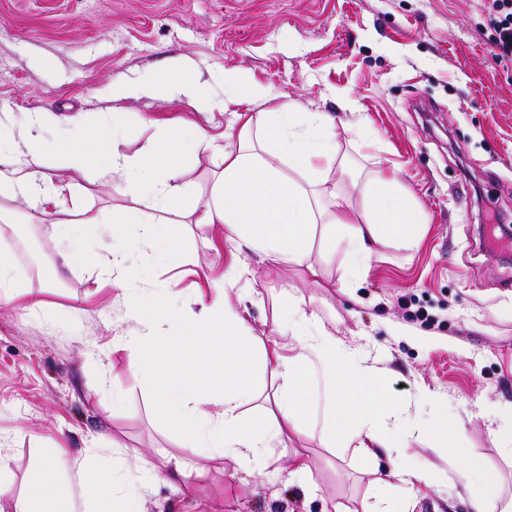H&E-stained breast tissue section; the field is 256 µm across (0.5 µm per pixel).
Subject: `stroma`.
<instances>
[{"mask_svg":"<svg viewBox=\"0 0 512 512\" xmlns=\"http://www.w3.org/2000/svg\"><path fill=\"white\" fill-rule=\"evenodd\" d=\"M484 0H0V118L49 109L103 130V115L124 113L128 151L147 141L143 122L186 123L209 135L234 133L233 115L252 109L224 87L235 70L269 87L272 111L296 102L336 118V138L355 168L394 174L404 194L428 214L410 250L378 244L367 271L355 269L345 245L317 232L307 257L318 277L294 266L270 268L257 254L187 224L167 266L153 268L148 246L129 258L152 268L155 283L180 275L178 303L195 306V287L225 286L227 301L247 313L252 336H277L274 290L297 283L307 310L374 368L383 397L376 408L387 439L405 448L404 463L431 462L429 483L415 484V512H470L479 486L454 481L447 447L501 476L512 496V454L498 436L512 428V239L490 233L496 218L512 222V60L494 57L482 27ZM172 68L206 85L209 111L162 91L114 100L113 76L138 80ZM373 131L357 139L359 122ZM181 179L208 194L220 152L181 158ZM481 198H474V189ZM14 221L0 223L20 286L46 285V306L0 297V458L9 471L0 512L41 473V451L66 448L82 473L90 512H108L97 483L102 466L139 460L162 465L180 451L178 433L155 413L154 384L134 375L113 343L143 334L127 316L121 281L98 287L84 255L58 256L52 218L31 220L23 200L8 202ZM427 318H419V311ZM120 403H113V393ZM448 424L447 439L425 430ZM310 460L316 489L280 477L293 449ZM191 498L160 484L144 491L142 512H362L389 495L353 451L335 455L317 439L276 445L272 458L247 473L233 458L209 462Z\"/></svg>","mask_w":512,"mask_h":512,"instance_id":"stroma-1","label":"stroma"}]
</instances>
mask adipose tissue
I'll list each match as a JSON object with an SVG mask.
<instances>
[{
  "instance_id": "obj_1",
  "label": "adipose tissue",
  "mask_w": 512,
  "mask_h": 512,
  "mask_svg": "<svg viewBox=\"0 0 512 512\" xmlns=\"http://www.w3.org/2000/svg\"><path fill=\"white\" fill-rule=\"evenodd\" d=\"M55 121L50 110L29 112L20 137H0V198H21L39 210H51L68 255L83 250V233L95 225L137 224L139 242L152 248L156 263H164L173 241L158 224L143 222L135 207L142 200L181 216L187 224L222 226L227 239L275 265H302L320 224L344 230L349 251L362 260L380 242L383 230H391L396 246L406 248L416 228L427 221L420 204L403 197L395 179L380 174L367 179L362 208L352 212L348 194L336 188L338 177L347 175L350 166L337 161L341 145L336 123L325 112H297L288 103L277 112L236 113L237 138L225 145L223 167L214 172L206 198L181 183L178 170L185 152L213 149L206 133L170 127L132 153L121 122L109 121L110 132L103 139L78 126L69 137L50 144L40 130ZM58 166L86 178L118 176L131 205L108 214L89 208L73 211L67 202L70 184L55 183L48 174ZM150 276V271H141L125 286L129 316L143 323L153 310L168 324L187 323L189 330L175 340L158 343L146 334L114 347L127 354L135 372L152 373L155 402L184 440L183 452L166 454L162 468L144 466L145 480L185 495L192 489V479L201 475L195 460L230 456L248 470L270 458L274 442L304 431L300 395L305 372L316 361L329 366L339 385L324 417L320 442L331 449L341 442L364 457L374 456L381 439L370 409L381 393L373 385H353L350 354L302 308L292 288L282 289L276 319L278 332L294 340L286 350L275 343H257L243 311L225 304L218 282L211 285L214 301L200 304L197 311L170 306V284L159 288L160 302L147 308L136 296V285ZM260 367L270 369L278 382L268 401L253 382ZM256 401L261 404L257 414L243 419V407ZM448 454L457 462L455 477L460 484H482V494L470 501L471 512H490V503L500 497L497 476L467 457L464 449L452 448ZM43 457V478L18 512H76L64 450L47 448Z\"/></svg>"
}]
</instances>
